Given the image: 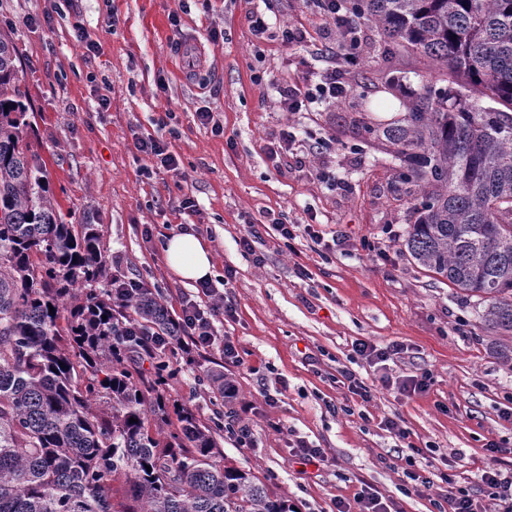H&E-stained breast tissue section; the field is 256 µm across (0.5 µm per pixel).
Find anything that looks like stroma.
<instances>
[{"label": "stroma", "instance_id": "1", "mask_svg": "<svg viewBox=\"0 0 512 512\" xmlns=\"http://www.w3.org/2000/svg\"><path fill=\"white\" fill-rule=\"evenodd\" d=\"M263 7L272 21L304 24L316 45L336 47V30L302 0H0V32L19 49L34 112L30 149L63 222L100 225L107 258L155 283L170 315L181 298L204 308L211 300L168 268V234L203 239L216 279L233 270L234 317L216 318L207 350L172 355L178 374L165 388L203 425L225 410L206 370H224L252 402L253 445L222 434L225 465L251 473L297 512H336L337 501L353 502L364 484L400 512H430L444 474L466 484L488 462V442L512 448V367L496 355L506 337L410 259L404 239L415 218L396 190L399 163L357 131L358 123L398 117L435 67L416 56L380 62L379 37L366 26L362 54L346 67L349 96L312 112L281 111V86L306 78L314 60L310 49L256 39L249 16ZM29 15L36 24H24ZM90 43L101 54L88 52ZM191 54L200 61L194 73ZM201 112L213 113L215 126L201 124ZM288 124L299 140L312 132L330 138L331 149L274 169L265 146ZM166 127L176 132L170 149L187 173L178 182L162 170L145 173L133 144L135 135ZM323 169L345 189L322 181ZM186 198L193 214L179 208ZM270 213L339 241L327 250L302 232L283 248L266 223ZM251 222L260 229L247 254L238 241ZM380 251L387 262L377 261ZM228 336L240 365L224 363ZM357 339L405 350L382 372L351 358ZM344 368L370 388L368 403L338 383ZM425 370L433 382L424 393L406 397L381 382ZM387 417L407 439L382 428ZM300 440L325 449L327 462L301 469L292 451ZM410 466L432 480L429 496L405 492Z\"/></svg>", "mask_w": 512, "mask_h": 512}]
</instances>
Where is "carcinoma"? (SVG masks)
<instances>
[{
	"label": "carcinoma",
	"instance_id": "carcinoma-1",
	"mask_svg": "<svg viewBox=\"0 0 512 512\" xmlns=\"http://www.w3.org/2000/svg\"><path fill=\"white\" fill-rule=\"evenodd\" d=\"M346 10L375 29L379 59L439 65L443 85L363 129L410 186V257L475 300L487 329L512 333V0H347ZM18 63L0 33V512H288L218 461L223 424L201 425L184 406L170 417V360L155 357L149 377L135 342L112 345L127 324L179 329L150 288L112 306L99 225L63 223L31 153ZM97 399L107 409L94 413Z\"/></svg>",
	"mask_w": 512,
	"mask_h": 512
}]
</instances>
